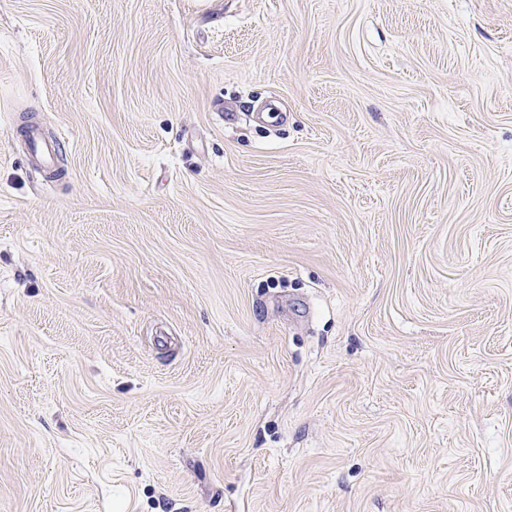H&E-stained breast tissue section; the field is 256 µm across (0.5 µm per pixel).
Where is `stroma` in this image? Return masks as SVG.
Returning a JSON list of instances; mask_svg holds the SVG:
<instances>
[{"mask_svg":"<svg viewBox=\"0 0 512 512\" xmlns=\"http://www.w3.org/2000/svg\"><path fill=\"white\" fill-rule=\"evenodd\" d=\"M0 512H512V0H0ZM26 139L31 149V155L36 162L46 166L52 164L58 144L44 140L35 128L29 129Z\"/></svg>","mask_w":512,"mask_h":512,"instance_id":"35a3bbf8","label":"stroma"}]
</instances>
